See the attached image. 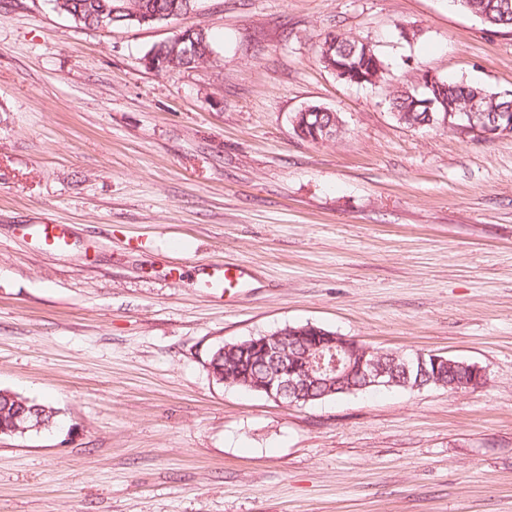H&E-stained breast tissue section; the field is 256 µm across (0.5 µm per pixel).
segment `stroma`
<instances>
[{
  "instance_id": "obj_1",
  "label": "stroma",
  "mask_w": 512,
  "mask_h": 512,
  "mask_svg": "<svg viewBox=\"0 0 512 512\" xmlns=\"http://www.w3.org/2000/svg\"><path fill=\"white\" fill-rule=\"evenodd\" d=\"M187 27L214 62L143 65ZM336 32L384 79L326 69ZM421 70L512 91V30L452 0H197L112 28L0 0V389L59 412L0 437V512H512V136L400 123ZM311 105L336 138L294 133ZM45 223L68 252L21 230ZM306 323L487 382L286 405L207 368ZM336 46L328 35L321 47V59L326 68L337 65L346 69L345 82L363 85L373 84L384 77L386 66L378 53L367 43L344 34H333ZM26 229L27 236L45 251H68L73 245L71 233L66 224H32Z\"/></svg>"
}]
</instances>
